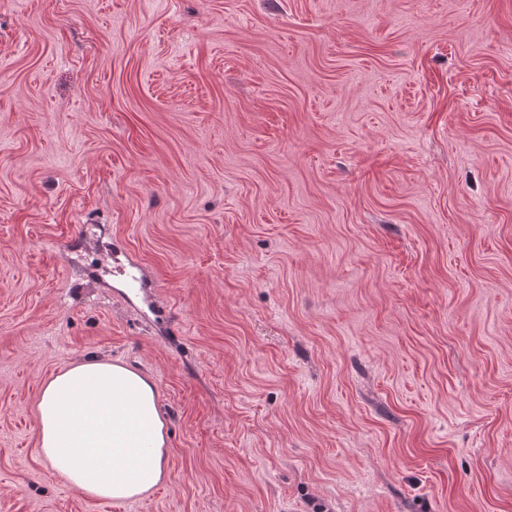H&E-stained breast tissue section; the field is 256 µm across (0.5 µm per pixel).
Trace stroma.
I'll return each instance as SVG.
<instances>
[{"label":"stroma","mask_w":512,"mask_h":512,"mask_svg":"<svg viewBox=\"0 0 512 512\" xmlns=\"http://www.w3.org/2000/svg\"><path fill=\"white\" fill-rule=\"evenodd\" d=\"M89 357L145 496L40 452ZM0 512H512V0H0ZM38 420L41 454L86 496L134 498L167 475L155 386L123 365L88 360L57 373Z\"/></svg>","instance_id":"35a3bbf8"}]
</instances>
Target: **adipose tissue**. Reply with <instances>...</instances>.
<instances>
[{
    "label": "adipose tissue",
    "mask_w": 512,
    "mask_h": 512,
    "mask_svg": "<svg viewBox=\"0 0 512 512\" xmlns=\"http://www.w3.org/2000/svg\"><path fill=\"white\" fill-rule=\"evenodd\" d=\"M38 420L42 455L86 496L130 499L167 475L155 386L125 366L88 360L57 373Z\"/></svg>",
    "instance_id": "adipose-tissue-1"
}]
</instances>
